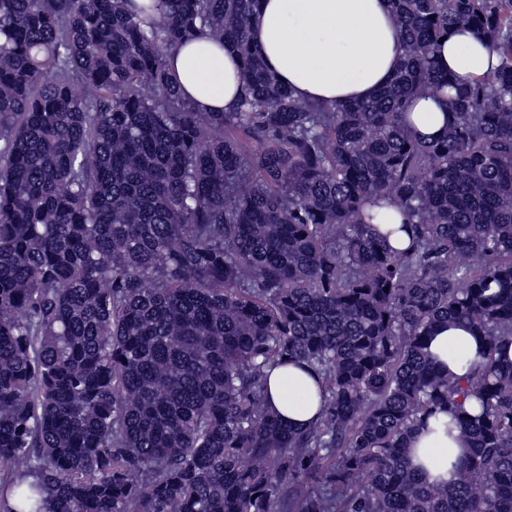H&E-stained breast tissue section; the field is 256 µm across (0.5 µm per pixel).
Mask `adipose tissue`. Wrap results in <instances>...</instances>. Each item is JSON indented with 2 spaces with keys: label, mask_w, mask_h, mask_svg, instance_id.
<instances>
[{
  "label": "adipose tissue",
  "mask_w": 512,
  "mask_h": 512,
  "mask_svg": "<svg viewBox=\"0 0 512 512\" xmlns=\"http://www.w3.org/2000/svg\"><path fill=\"white\" fill-rule=\"evenodd\" d=\"M252 40L268 68L295 97L344 105L375 97L393 78L404 46L389 0H261L251 20ZM437 67L468 83L498 64L484 42L468 30L450 33L436 49ZM172 74L185 97L206 112L232 109L241 94L240 60L235 52L205 36L180 44L171 55ZM411 118L417 132L433 138L446 127L442 97L414 98ZM480 342L466 328L437 330L429 351L438 363L463 375L476 361ZM318 385L296 365L272 371V404L284 423L306 426L317 414ZM411 466L429 484H450L455 465L469 452L460 431L429 419L412 433Z\"/></svg>",
  "instance_id": "adipose-tissue-1"
}]
</instances>
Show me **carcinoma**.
I'll return each mask as SVG.
<instances>
[{
  "label": "carcinoma",
  "mask_w": 512,
  "mask_h": 512,
  "mask_svg": "<svg viewBox=\"0 0 512 512\" xmlns=\"http://www.w3.org/2000/svg\"><path fill=\"white\" fill-rule=\"evenodd\" d=\"M259 2L0 0V512H512V0H391L403 62L343 106L266 69ZM459 28L499 58L464 87ZM204 33L242 62L228 112L170 77ZM293 362L304 429L268 395ZM438 413L470 451L434 486L407 452ZM435 62L453 80L469 83L493 70L498 58L490 54L485 43L470 30H461L448 34L446 40L439 43ZM408 112L417 132L424 137L433 138L441 135L446 127V107L443 97L421 94L414 98ZM480 342L466 328L448 325L437 330L429 342V351L438 363L460 376L477 360ZM301 368L295 364L276 368L271 372L269 380L273 407L281 416L283 423L292 428L305 427L317 415L319 409L315 396L318 390L316 379ZM301 391L306 394L305 400L298 398Z\"/></svg>",
  "instance_id": "1"
}]
</instances>
